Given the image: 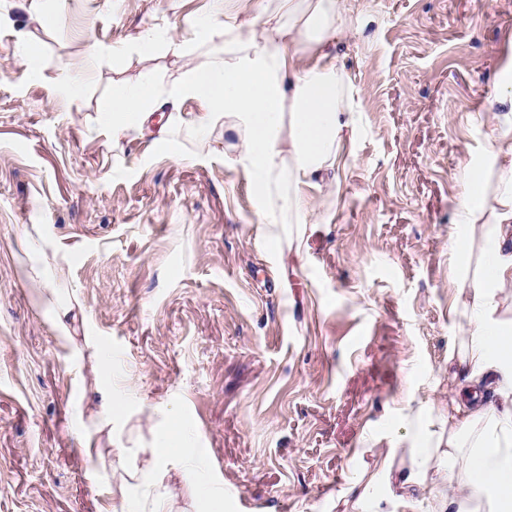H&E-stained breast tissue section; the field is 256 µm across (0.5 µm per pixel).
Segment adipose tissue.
I'll use <instances>...</instances> for the list:
<instances>
[{
  "label": "adipose tissue",
  "instance_id": "1",
  "mask_svg": "<svg viewBox=\"0 0 512 512\" xmlns=\"http://www.w3.org/2000/svg\"><path fill=\"white\" fill-rule=\"evenodd\" d=\"M351 2L305 0L287 24L270 21L260 31L248 19L224 26L188 20L189 28L223 32V58L191 70L167 93L143 83L113 95L105 107L113 138L138 129L158 97L201 100L203 122L223 116L225 130L235 134L239 160L268 222L318 223L313 201L334 186L357 122L353 89L328 50L329 36L351 28ZM488 112L493 130L487 153L500 173L496 205L485 210L474 194L484 182L479 168L468 169L474 191L457 205L462 223L489 227L478 268L460 282L476 324L462 358V396L445 417L447 433L425 434L409 464L400 442H390L373 475L410 512H512V330L493 317L497 290L512 288V68ZM27 279L57 325H64L71 306L61 302L56 277L34 264ZM488 389L496 401L486 405ZM177 458V451L160 444L132 452L115 443L112 476L120 488L136 487L137 495L121 497L114 512H186L166 483Z\"/></svg>",
  "mask_w": 512,
  "mask_h": 512
}]
</instances>
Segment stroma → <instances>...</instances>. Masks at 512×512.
I'll list each match as a JSON object with an SVG mask.
<instances>
[{
  "mask_svg": "<svg viewBox=\"0 0 512 512\" xmlns=\"http://www.w3.org/2000/svg\"><path fill=\"white\" fill-rule=\"evenodd\" d=\"M301 5L0 0V512H113L119 496L79 441L90 351L24 275L35 224L125 438L181 453L198 512H342L389 441L441 432L471 329L458 279L485 246L456 202L488 163L512 0H354L329 48L361 110L316 224L264 223L198 100L152 106L118 140L103 120L119 89L223 57V34L185 18ZM42 224L32 225V230L35 235L31 232H28L26 239L23 243L24 252L27 254L28 252H35L45 257L47 256V251L55 253V244L52 243L51 238L48 237L43 229Z\"/></svg>",
  "mask_w": 512,
  "mask_h": 512,
  "instance_id": "35a3bbf8",
  "label": "stroma"
}]
</instances>
